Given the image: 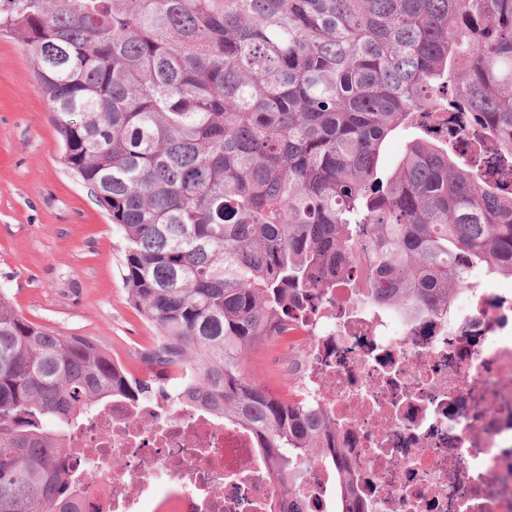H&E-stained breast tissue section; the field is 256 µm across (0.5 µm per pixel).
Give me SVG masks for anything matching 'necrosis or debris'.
Listing matches in <instances>:
<instances>
[{"label": "necrosis or debris", "mask_w": 512, "mask_h": 512, "mask_svg": "<svg viewBox=\"0 0 512 512\" xmlns=\"http://www.w3.org/2000/svg\"><path fill=\"white\" fill-rule=\"evenodd\" d=\"M368 245L328 301L296 322L285 377L335 417L366 512H512V291L467 288L403 327L370 300ZM83 512H273L255 437L156 394L93 409L68 432ZM301 512H331L334 474L302 469Z\"/></svg>", "instance_id": "obj_1"}]
</instances>
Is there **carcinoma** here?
Wrapping results in <instances>:
<instances>
[{"instance_id":"obj_1","label":"carcinoma","mask_w":512,"mask_h":512,"mask_svg":"<svg viewBox=\"0 0 512 512\" xmlns=\"http://www.w3.org/2000/svg\"><path fill=\"white\" fill-rule=\"evenodd\" d=\"M64 164L123 233L130 304L157 331L131 374L95 338L25 318L0 291V512H81L70 427L187 369L181 394L251 431L281 500L300 464L353 469L336 421L244 370L325 298L374 230V303L413 322L470 271L512 279V0H0ZM471 113L457 140L425 116ZM416 127L378 176L393 132Z\"/></svg>"}]
</instances>
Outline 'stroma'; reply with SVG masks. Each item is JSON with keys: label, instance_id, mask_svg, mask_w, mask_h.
<instances>
[{"label": "stroma", "instance_id": "stroma-1", "mask_svg": "<svg viewBox=\"0 0 512 512\" xmlns=\"http://www.w3.org/2000/svg\"><path fill=\"white\" fill-rule=\"evenodd\" d=\"M123 246L61 158L24 47L0 38V291L32 322L97 337L135 370L156 331L128 302Z\"/></svg>", "mask_w": 512, "mask_h": 512}]
</instances>
